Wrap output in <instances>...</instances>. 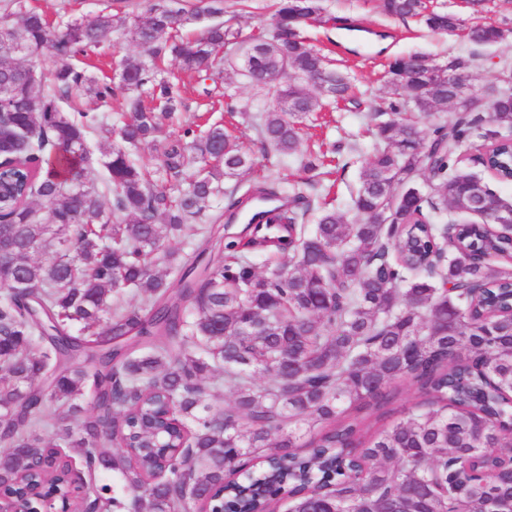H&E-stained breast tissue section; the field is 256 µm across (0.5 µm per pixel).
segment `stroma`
Listing matches in <instances>:
<instances>
[{"mask_svg":"<svg viewBox=\"0 0 512 512\" xmlns=\"http://www.w3.org/2000/svg\"><path fill=\"white\" fill-rule=\"evenodd\" d=\"M435 5L457 13L465 26L493 23L512 27V0H487L483 11L474 12L468 0H434ZM327 18L311 25L306 30L310 42L317 48L331 51L338 66L352 69L372 96L383 93L384 68L389 59L413 52L428 55L436 62H444L448 56L464 51H476L477 67L474 71L475 87H483L491 72L499 69L503 62L512 63V37L494 46H474L465 35H443L418 26L414 21H402L383 15L376 0H324ZM365 26L362 34L347 29L348 24ZM142 50L122 33H115L109 44L92 49L89 59L94 63L95 76L118 77L123 59L141 56ZM231 95L236 108L233 118L237 125V142L254 160V172L240 178L241 188L253 184L256 176L266 169L277 168L289 178L299 179L303 171L299 164L280 161L275 154H264L260 149L257 132L244 119V112H255L272 104V90H258L250 86L238 71L224 67L219 77L200 81L185 78L181 91L182 106L177 122H192L195 115L204 112L210 101L220 100L222 95ZM367 105L342 103L340 109L322 113L321 125L314 130V142H358L369 148L365 135L368 123ZM174 122V123H177ZM174 123L164 122L157 135L165 141Z\"/></svg>","mask_w":512,"mask_h":512,"instance_id":"1","label":"stroma"}]
</instances>
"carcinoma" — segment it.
Segmentation results:
<instances>
[{"label":"carcinoma","mask_w":512,"mask_h":512,"mask_svg":"<svg viewBox=\"0 0 512 512\" xmlns=\"http://www.w3.org/2000/svg\"><path fill=\"white\" fill-rule=\"evenodd\" d=\"M382 12L454 34L458 14L425 0H380ZM322 0H275L270 30L245 40L224 25V0H154L128 24L118 7L58 21L26 0L0 13V226L11 256L0 264V486L32 476L52 447L88 470L122 478L128 496L91 481L74 512H182L189 498L224 512H512V474L492 471V452L512 448V236L480 203L512 210L477 176L456 167L463 152L488 156L512 182V64L473 83L476 55L444 65L413 53L389 62L385 92L369 105L372 152L361 166L351 224L314 177L283 185L276 169L237 194L222 186L253 161L220 122L189 123L165 141L149 174L128 148L155 145L181 100L179 73L210 78L222 61L248 83L275 88L250 116L281 158L297 157L300 121L355 94L356 78L304 36ZM212 23L192 36L181 30ZM122 29L145 58L125 61L118 83L78 66L88 49ZM512 29L476 25L477 45ZM52 57L50 79L17 61ZM84 86L95 107L62 103ZM123 97V121L105 112ZM468 95L473 108L456 102ZM435 118L432 130L420 118ZM120 144L89 179L90 141ZM429 189L425 194L422 189ZM231 198L214 207L219 195ZM282 198L284 261L257 272L224 242L226 216L250 196ZM319 212L316 224L308 216ZM189 235L198 257L163 246ZM47 254L43 262L37 256ZM175 270L171 280L157 271ZM130 289L138 300L124 298ZM263 384L257 383V378ZM410 380L421 400L373 431L356 413L391 403ZM235 393L210 403L208 383ZM76 426L50 443L45 418Z\"/></svg>","instance_id":"obj_1"}]
</instances>
